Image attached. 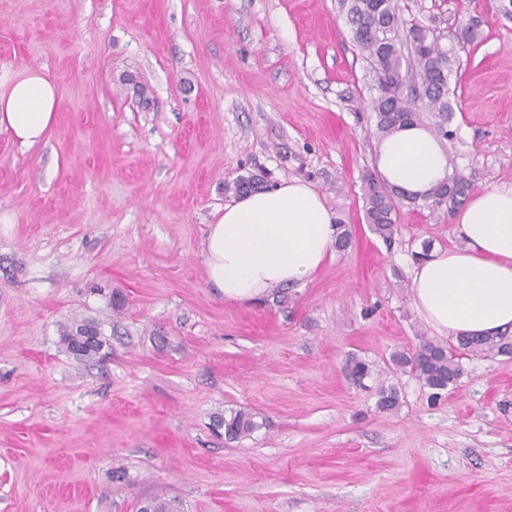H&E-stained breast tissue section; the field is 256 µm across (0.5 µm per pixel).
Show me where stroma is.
I'll return each mask as SVG.
<instances>
[{
    "label": "stroma",
    "instance_id": "35a3bbf8",
    "mask_svg": "<svg viewBox=\"0 0 512 512\" xmlns=\"http://www.w3.org/2000/svg\"><path fill=\"white\" fill-rule=\"evenodd\" d=\"M405 3L478 22L448 160L472 193L512 184L499 0ZM1 66L42 69L60 105L36 147L0 133V512H512V355L463 357L434 403L390 362L437 337L414 252L458 240L444 212L401 210L389 242L367 224L370 76L337 0H0ZM249 174L311 183L351 240L230 302L201 242ZM74 319L98 324L96 358L64 349ZM239 409L259 427L225 439Z\"/></svg>",
    "mask_w": 512,
    "mask_h": 512
}]
</instances>
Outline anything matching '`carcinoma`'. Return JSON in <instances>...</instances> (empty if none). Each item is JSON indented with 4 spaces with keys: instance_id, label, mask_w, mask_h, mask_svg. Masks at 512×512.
I'll list each match as a JSON object with an SVG mask.
<instances>
[{
    "instance_id": "obj_1",
    "label": "carcinoma",
    "mask_w": 512,
    "mask_h": 512,
    "mask_svg": "<svg viewBox=\"0 0 512 512\" xmlns=\"http://www.w3.org/2000/svg\"><path fill=\"white\" fill-rule=\"evenodd\" d=\"M338 4L352 40L368 64L374 90L368 109L373 113L375 137L381 141L403 128L421 126L443 148H448V142L455 136L451 129L455 109L450 95L454 93L452 83L458 77L455 42H447L444 20L430 15L424 20L407 22L400 0H338ZM265 187L264 179L252 174L237 178L232 189L243 195ZM470 187L469 180L457 170L422 194L407 193L389 185L382 176L369 173L364 178L366 221L387 242L397 231L400 208L427 210L431 214L452 212L467 199ZM86 332L101 336L97 324L89 320L75 321L61 332L67 351L80 359L96 356L103 346L99 339L91 347H82L77 335ZM490 353L511 354L512 340L505 333L461 336L457 347L450 348L423 338L414 351L393 354L392 364L412 373L431 390L430 397L437 399L463 375L462 355ZM398 407L396 389L379 390V411L393 412ZM221 424L230 440L247 437L258 428L253 414L243 410L230 412Z\"/></svg>"
}]
</instances>
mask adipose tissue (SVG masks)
<instances>
[{
  "instance_id": "adipose-tissue-1",
  "label": "adipose tissue",
  "mask_w": 512,
  "mask_h": 512,
  "mask_svg": "<svg viewBox=\"0 0 512 512\" xmlns=\"http://www.w3.org/2000/svg\"><path fill=\"white\" fill-rule=\"evenodd\" d=\"M57 88L41 70L0 72V132L38 144L55 119ZM383 178L413 192L443 179L448 159L424 129L409 127L380 145ZM460 244L417 264L412 300L440 334L512 331V186L474 195L455 217ZM339 227L323 197L292 179L242 196L215 212L202 241L210 284L225 300L251 301L312 277L332 258Z\"/></svg>"
}]
</instances>
